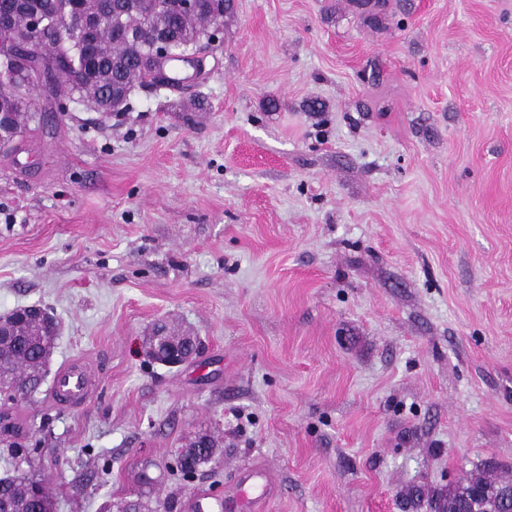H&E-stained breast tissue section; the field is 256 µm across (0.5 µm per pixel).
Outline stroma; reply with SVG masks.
<instances>
[{"instance_id":"1","label":"stroma","mask_w":512,"mask_h":512,"mask_svg":"<svg viewBox=\"0 0 512 512\" xmlns=\"http://www.w3.org/2000/svg\"><path fill=\"white\" fill-rule=\"evenodd\" d=\"M233 4L201 80L106 118L38 95L0 155V315L60 325L30 475L57 512H196L249 467L267 512H417L512 474V0ZM161 322L199 355L152 361ZM91 374L82 359H72L61 369L55 384V394L61 404H80L86 398ZM205 443L206 448L199 446ZM219 445L217 440L209 433L197 434L186 448H182L176 458V469L183 477H192L196 471L211 463L217 453Z\"/></svg>"}]
</instances>
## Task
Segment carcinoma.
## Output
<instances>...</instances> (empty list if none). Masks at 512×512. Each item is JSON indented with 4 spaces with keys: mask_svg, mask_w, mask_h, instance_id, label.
Instances as JSON below:
<instances>
[{
    "mask_svg": "<svg viewBox=\"0 0 512 512\" xmlns=\"http://www.w3.org/2000/svg\"><path fill=\"white\" fill-rule=\"evenodd\" d=\"M49 2L50 17L41 30L31 31L21 15L14 16L10 27L0 28V65L21 54L33 70L31 77L23 70L10 79L0 76V133L6 137L22 136L27 122L37 117L27 97L28 79L45 74L50 78V96L68 94L75 103L92 104L103 116L114 108L124 112L131 89L146 78L143 70L135 69L134 59L151 52L155 36L163 34L195 48L205 37L203 23L224 19L232 8L231 0H200L199 15L188 17L175 7V0H138L130 10L127 0ZM87 11L96 17V29L90 37L76 39L72 22ZM10 332L0 336V407L16 391L30 395L36 391L34 373L56 340L35 318L14 322ZM11 421L14 427L3 442L15 469L0 477V512H54L52 497L19 470L32 453L20 435L33 423L15 413ZM218 449L214 436L200 433L178 453L176 469L191 477L215 459ZM439 501L442 512H512V480L479 470L449 485Z\"/></svg>",
    "mask_w": 512,
    "mask_h": 512,
    "instance_id": "1",
    "label": "carcinoma"
}]
</instances>
